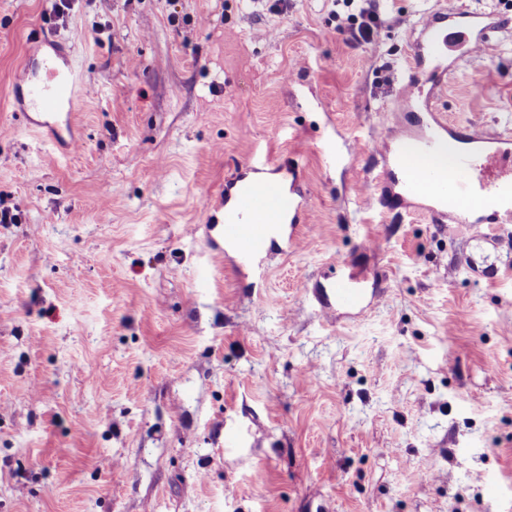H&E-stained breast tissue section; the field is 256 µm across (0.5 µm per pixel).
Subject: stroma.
I'll use <instances>...</instances> for the list:
<instances>
[{
	"label": "stroma",
	"mask_w": 512,
	"mask_h": 512,
	"mask_svg": "<svg viewBox=\"0 0 512 512\" xmlns=\"http://www.w3.org/2000/svg\"><path fill=\"white\" fill-rule=\"evenodd\" d=\"M449 2L504 29L420 97L512 135V0H376L368 42L334 0H0V512H512V223L493 249L378 195L407 33ZM59 52L93 89L73 154L15 80ZM255 159L310 214L258 269L204 206ZM339 258L374 296L326 315Z\"/></svg>",
	"instance_id": "stroma-1"
}]
</instances>
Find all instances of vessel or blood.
<instances>
[{
    "label": "vessel or blood",
    "instance_id": "b4317fda",
    "mask_svg": "<svg viewBox=\"0 0 512 512\" xmlns=\"http://www.w3.org/2000/svg\"><path fill=\"white\" fill-rule=\"evenodd\" d=\"M497 28V21L480 12L448 7L429 13L411 35L414 64L399 98L406 118L377 148L384 160L382 190L400 201L418 202L431 223L447 225L452 231L512 222V136L448 123L440 113L417 108L414 96L423 82L439 86L445 73L441 62L449 51L461 58L482 53ZM18 80L27 84L30 104L42 111L43 125L50 129L56 128L59 117L74 121L76 97L90 90L81 73L71 69L49 68L46 81L34 86L24 68ZM441 137L459 146L447 171L431 169L422 158L410 160L402 155L409 142H420L427 149ZM265 171V163L251 164L225 185L224 207L229 214L212 228L243 266L255 263L271 225H281L282 239L291 247L307 221L308 205L298 171L289 169L284 179L267 178ZM337 266L339 274L330 286L335 306H359L366 273L344 259Z\"/></svg>",
    "mask_w": 512,
    "mask_h": 512
}]
</instances>
